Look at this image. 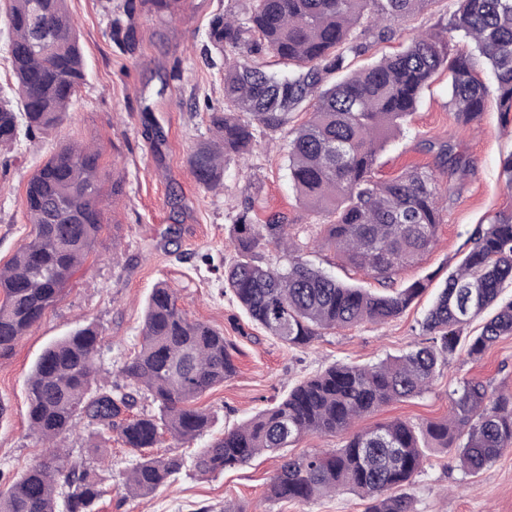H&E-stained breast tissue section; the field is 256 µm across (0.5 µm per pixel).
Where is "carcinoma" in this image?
<instances>
[{
    "label": "carcinoma",
    "mask_w": 512,
    "mask_h": 512,
    "mask_svg": "<svg viewBox=\"0 0 512 512\" xmlns=\"http://www.w3.org/2000/svg\"><path fill=\"white\" fill-rule=\"evenodd\" d=\"M432 0H253L243 19L211 20L208 40L233 61L224 67V111L210 115V138L189 154L196 181L206 189L224 184V167L251 152L259 128L277 131L289 115L310 106L308 119L291 131L288 170L293 188L310 208L329 218L323 243L345 263L387 282L434 245L441 223L437 178L408 170L380 180L379 153L416 109L419 93L440 70L459 121H476L488 103L477 77L488 62L504 115L512 113V0H455L448 24L421 33L400 53L362 68L351 60L368 52L362 20L370 27L404 21ZM156 13H175L180 0H128ZM5 21L16 79L15 99H0V147L47 133L61 124L84 81L85 68L65 0H8ZM456 38L471 44L449 56ZM264 51L293 66L268 74L253 60ZM341 78L326 83L328 76ZM100 153L72 143L60 147L26 186L30 241L0 268V353L15 343L62 296L94 251L103 228ZM473 247L445 279L422 322L423 345L369 367L335 364L293 387L288 395L247 422L227 428L200 449L195 467L214 474L277 453L306 435L334 437L355 420L393 401L428 390L458 349L478 357L512 336V215L502 214L471 232ZM235 259L224 267L229 290L249 319L289 347L307 346L323 330L364 321L385 323L402 313L428 287L416 280L392 293H373L313 267L285 218L265 222L242 213L233 224ZM272 246L284 266L261 261ZM475 336L465 333L487 311ZM103 332L89 324L48 346L26 381L31 432L47 458L29 467L7 492L0 512H56L65 495L68 512H93L101 495L94 470L66 467L56 441L79 417L117 431L141 461L123 473L130 496H146L177 474L182 460L154 456L164 436L190 443L213 422L196 406L206 391L235 373L224 333L188 319L175 292L160 282L149 297L139 350L119 375L130 391L115 395L96 381ZM156 404L154 414H134L136 396ZM435 448L455 451L461 466L477 474L512 449V391H489L477 379L453 390L448 418L423 430ZM425 458L420 433L403 420L378 423L345 438L339 448L281 456L268 498L308 504L351 489L367 500L366 512H413L402 492Z\"/></svg>",
    "instance_id": "1"
}]
</instances>
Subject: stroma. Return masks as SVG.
Returning a JSON list of instances; mask_svg holds the SVG:
<instances>
[{"label":"stroma","mask_w":512,"mask_h":512,"mask_svg":"<svg viewBox=\"0 0 512 512\" xmlns=\"http://www.w3.org/2000/svg\"><path fill=\"white\" fill-rule=\"evenodd\" d=\"M251 3L188 0L184 9L164 17L141 10L132 21L134 38L126 44L113 31L114 19L124 16L125 0H67L86 64L85 82L61 125L0 152V267L29 239V178L68 143L84 142L101 153L104 229L61 299L11 352L0 355L1 489L43 456L28 427L26 398V380L42 350L78 327L98 325L104 341L97 382L111 387L139 347L146 302L155 284L163 282L174 289L188 318L223 331L233 343L237 371L198 400L214 418L209 432L189 444H163L162 454L180 457L183 467L171 484L145 497L127 496L120 487L121 473L136 464L138 452L115 438L103 441L96 425L79 419L59 443L69 465H91L96 447L106 448L112 459L111 468L99 472L103 496L96 512H224L228 503L241 512H365V500L350 491L305 506L268 499L267 485L278 466L272 454L206 476L197 473L195 456L225 428L277 403L291 387L329 366H370L423 342L421 322L448 272L469 249L473 227L512 213V188L502 176V162L512 155V122H504L492 103L476 123H461L448 95L447 73L435 75L376 166L383 179L410 167L436 173L442 206L437 241L416 264L400 270L391 286L400 289L426 275L431 284L389 323L326 330L309 346L286 347L252 324L224 290V267L234 257L231 230L243 211L260 219L285 217L316 267L378 293L383 287L346 266L333 250L311 247L323 218L297 196L288 177L289 131L307 119L308 108L292 113L286 129L258 132L246 159L226 166L223 188H203L190 170L189 154L209 135L211 109L224 106V57L208 42L209 23L219 15L246 16ZM453 9L451 0H431L422 12L391 24L386 35L368 33L370 48L356 66L401 51L414 34L446 24ZM429 141L451 146L461 165L437 169L435 153L425 148ZM116 176L123 183L117 195L112 192ZM470 378L496 391L512 390V337L477 358L456 353L428 391L391 402L362 424L400 419L421 427L441 420L453 390ZM407 492L415 512H512V450L471 475L452 451L428 449Z\"/></svg>","instance_id":"stroma-1"}]
</instances>
